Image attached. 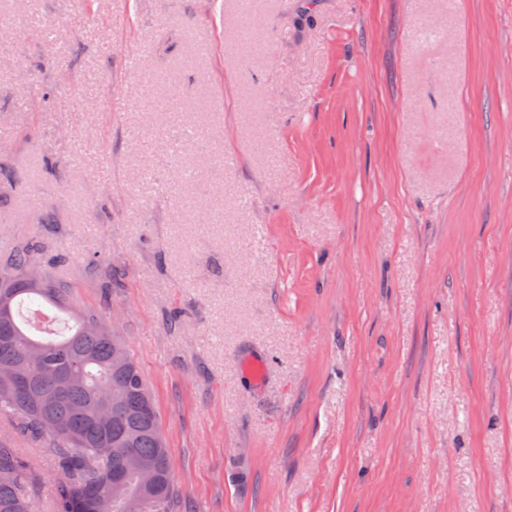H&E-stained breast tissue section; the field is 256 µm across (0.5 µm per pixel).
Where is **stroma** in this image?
<instances>
[{
    "label": "stroma",
    "mask_w": 512,
    "mask_h": 512,
    "mask_svg": "<svg viewBox=\"0 0 512 512\" xmlns=\"http://www.w3.org/2000/svg\"><path fill=\"white\" fill-rule=\"evenodd\" d=\"M211 2L0 0V238L123 335L177 512H512V0Z\"/></svg>",
    "instance_id": "1"
}]
</instances>
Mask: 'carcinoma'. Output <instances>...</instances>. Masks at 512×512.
<instances>
[{"instance_id": "carcinoma-1", "label": "carcinoma", "mask_w": 512, "mask_h": 512, "mask_svg": "<svg viewBox=\"0 0 512 512\" xmlns=\"http://www.w3.org/2000/svg\"><path fill=\"white\" fill-rule=\"evenodd\" d=\"M86 271L112 287L98 256ZM70 314L65 334L51 325L37 335L21 318L24 304ZM0 415L47 440L62 477L55 512H172L174 482L160 415L144 373L103 315L78 308L68 280L50 274L33 242L0 247ZM28 380L17 387L13 378ZM26 467L0 441V512H35Z\"/></svg>"}]
</instances>
